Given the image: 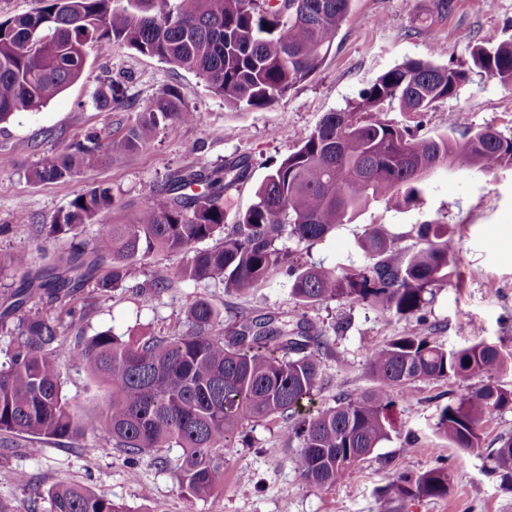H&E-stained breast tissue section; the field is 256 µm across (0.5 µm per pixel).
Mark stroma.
I'll use <instances>...</instances> for the list:
<instances>
[{"instance_id": "35a3bbf8", "label": "stroma", "mask_w": 512, "mask_h": 512, "mask_svg": "<svg viewBox=\"0 0 512 512\" xmlns=\"http://www.w3.org/2000/svg\"><path fill=\"white\" fill-rule=\"evenodd\" d=\"M489 33L512 41V0H351L321 67L274 104L248 110L227 107L194 72L172 69L128 47L113 46L107 55L89 52L81 76L66 90L39 110L0 123V253L22 250L37 263L43 251L68 247V239H45L37 227L51 223L92 183L111 186L115 207L82 228L84 239L97 224L155 204L160 186L174 172L213 169L242 158L248 175L228 193L232 206L226 221L235 223L238 213L254 203L270 170L301 145L326 113L347 108L378 76L407 60L470 72L456 97L420 116L419 135L487 124L512 135V85L479 73L472 62L473 49ZM109 80L122 84L126 100L105 123L93 97ZM171 86L186 94L197 122L159 128L146 149L121 162L102 161L64 181L30 180L44 153L63 151L108 123L126 126ZM21 209L26 219H18ZM432 222L454 230L450 247L456 274L433 286L420 318L390 320L366 305L338 300L308 310V317L329 333L322 355L329 384L310 411L332 405L338 392L372 389L368 351L394 336L414 332L448 348L460 347L478 326L484 336L512 349V168L442 172L428 181L418 205L398 210L375 202L323 240L310 244L284 238L278 246L300 262L347 271L363 263L358 241L368 229L383 227L397 248L408 251L422 244L420 225ZM185 261L181 253L157 254L133 267L127 289L107 294L86 289L80 302L89 314L81 335L108 328L125 336L156 333L184 320L186 308L198 298L208 300L228 324L243 311L288 317L297 308L282 274H272L239 296L217 280L176 278ZM160 270L173 273L170 288L142 305L132 286ZM58 370L70 408L95 418L103 405L98 384L69 358L59 359ZM491 382L512 388V370L489 378L422 380L396 392L389 440L350 479L324 488L301 478L293 464L299 447L285 445L275 422L247 426L225 459L223 493L207 500L186 497L172 468L159 467L155 457L129 460L97 435L88 433L69 444L22 438L17 447L0 448V512H29L35 491L70 482L106 493L133 512H381L380 493L399 473L417 474L440 463L450 475L447 496L408 498L397 503L395 512H512V490L488 473L489 452L512 437V408L491 415L482 426L481 448L472 452L442 446L431 431L439 407ZM409 434L418 442L408 451L404 439ZM22 474L27 483L19 482Z\"/></svg>"}]
</instances>
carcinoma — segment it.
<instances>
[{
	"label": "carcinoma",
	"instance_id": "carcinoma-1",
	"mask_svg": "<svg viewBox=\"0 0 512 512\" xmlns=\"http://www.w3.org/2000/svg\"><path fill=\"white\" fill-rule=\"evenodd\" d=\"M42 9L0 19V122L36 110L77 80L87 49L100 54L115 43L192 70L237 110L269 106L315 73L332 46L351 0H47ZM473 64L512 84V42L479 46ZM468 80L462 69L409 60L381 74L345 110L327 113L300 147L282 159L255 192V202L224 224L226 190L246 172L242 162L209 171L184 169L162 189V199L112 224L93 238L43 256L32 267L25 252L0 255V274L18 282L0 295V325H14L9 363L0 368V447L29 436L70 440L88 431L134 460L176 446L174 472L190 498L224 491V454L236 447L245 426L282 423L281 434L300 450L296 468L310 485L333 486L350 477L390 439L393 394L416 381L492 375L512 366V351L476 336L464 347L446 348L411 333L369 352L375 386L338 395L334 404L305 413L323 383V333L306 314L284 320L272 313L245 314L230 326L205 299L190 303L185 322L150 336L101 331L67 343L58 318L39 304L66 309L70 324L85 308L73 301L92 284L102 292L119 287L137 262L157 253L183 252L181 279L219 280L246 295L287 265L289 295L301 309L331 300L366 304L390 319L415 317L425 293L453 275L446 224H421L423 246L403 253L384 229L359 242L362 265L349 273L313 264H290L277 242L325 237L349 224L373 202L397 207L421 200L423 182L442 169L492 171L512 168V136L488 124L453 126L419 137L387 117L395 106L406 116L434 109L457 96ZM123 88L109 82L95 96L103 113L124 103ZM193 123L185 95L167 90L139 112L126 131L107 143L117 162L144 148L159 126ZM99 134L89 133L64 152L43 155L30 177L58 181L98 162ZM114 208L104 184L78 194L40 231L49 239L77 238L79 229ZM213 240L207 249L197 248ZM157 272L132 292L145 303L168 289ZM67 355L105 387L100 415L88 422L73 413L56 360ZM512 406V389L487 384L439 409L434 435L448 447H481L482 425ZM490 469L512 486V437L490 452ZM445 466L401 474L384 490L389 505L411 497L448 495ZM50 512H132L124 503L78 483L47 490Z\"/></svg>",
	"mask_w": 512,
	"mask_h": 512
}]
</instances>
